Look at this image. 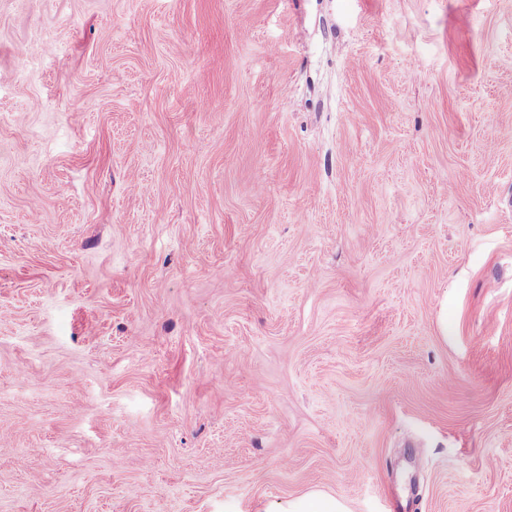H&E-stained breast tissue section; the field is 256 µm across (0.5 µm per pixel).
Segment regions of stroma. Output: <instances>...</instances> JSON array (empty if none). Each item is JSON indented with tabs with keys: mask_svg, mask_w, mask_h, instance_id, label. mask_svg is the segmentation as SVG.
Instances as JSON below:
<instances>
[{
	"mask_svg": "<svg viewBox=\"0 0 512 512\" xmlns=\"http://www.w3.org/2000/svg\"><path fill=\"white\" fill-rule=\"evenodd\" d=\"M313 490L512 512V0H0V512Z\"/></svg>",
	"mask_w": 512,
	"mask_h": 512,
	"instance_id": "obj_1",
	"label": "stroma"
}]
</instances>
